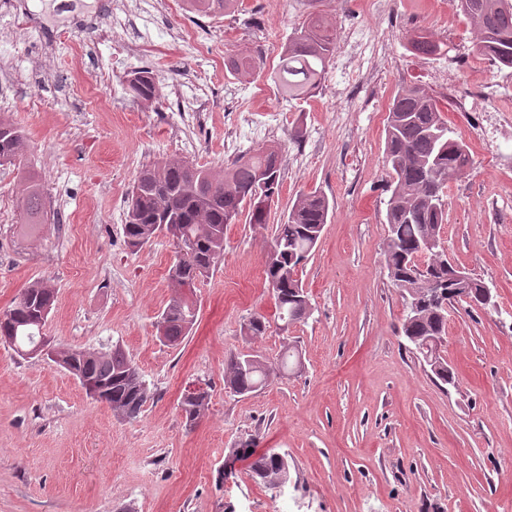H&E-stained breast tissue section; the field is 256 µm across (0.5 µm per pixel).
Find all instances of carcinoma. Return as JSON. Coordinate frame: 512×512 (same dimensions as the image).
Segmentation results:
<instances>
[{"label": "carcinoma", "mask_w": 512, "mask_h": 512, "mask_svg": "<svg viewBox=\"0 0 512 512\" xmlns=\"http://www.w3.org/2000/svg\"><path fill=\"white\" fill-rule=\"evenodd\" d=\"M183 4L190 12L214 17L241 6L240 0H183ZM457 7L475 30L473 51L500 68H512V0H457ZM336 48V31L322 17L302 25L282 46L271 75L277 90L291 99L311 93L321 83ZM411 49L419 56L441 51L440 44L426 36L412 39ZM228 65L230 73L242 77L259 67L255 58L242 54L232 57ZM129 87L145 101L157 95L154 78L146 71L134 74ZM26 149L24 134L0 119V164L24 170ZM276 161V150L263 149L220 172L183 159L158 161L139 172L128 197L124 224L128 244L142 247L165 232L176 247L185 250L180 263L169 270L175 293L157 324L164 329L161 341L178 345L192 329L197 304L182 289L195 287L224 254V226L236 223L245 210L249 223H267L269 205L280 186ZM385 163L391 191L386 211V267L405 300L401 333L418 352L426 339L446 335L444 305L448 304V288L454 284L453 268L447 258L433 252L428 254L425 275L413 277L407 264L424 240L443 224L444 210L434 209L430 201L436 195L443 196L448 183L462 175L472 159L468 146L452 137L439 101L424 88L408 85L389 106ZM23 179L25 223L34 227L44 221L45 204L35 177L25 173ZM330 208L322 193L303 194L273 235L265 275L278 317L286 323L308 317L304 310L310 307V299L299 269L315 249ZM53 302L54 289L44 281L23 289L0 319V341L37 350L47 320L44 311L51 309ZM293 352L295 349L286 347L278 366L289 367ZM58 356L62 367L100 391L101 401L116 415L134 418L147 402L145 381L120 346L92 352L62 349ZM254 359L256 356L249 354L230 356L224 363V388L245 395L265 385L278 366L264 365L260 360L254 364ZM432 372L442 383L455 385L456 373L442 355H437ZM209 401L206 389L195 397L182 398L180 406L188 426L201 418ZM256 447L252 438L233 450L224 461V476L233 474L236 462L247 460L253 476L271 490L279 488L275 479L288 467V460L272 449L258 454Z\"/></svg>", "instance_id": "1"}]
</instances>
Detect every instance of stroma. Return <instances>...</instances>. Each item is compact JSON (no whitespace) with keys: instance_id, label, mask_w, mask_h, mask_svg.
Here are the masks:
<instances>
[{"instance_id":"stroma-1","label":"stroma","mask_w":512,"mask_h":512,"mask_svg":"<svg viewBox=\"0 0 512 512\" xmlns=\"http://www.w3.org/2000/svg\"><path fill=\"white\" fill-rule=\"evenodd\" d=\"M127 2L130 21L113 26L112 42L135 54L113 58L107 84L75 52L97 50L96 29L71 18L109 15L113 0H72L59 13L28 0L31 30L14 51V81L0 86V114L28 138L47 220L41 235L21 236L24 184L0 166L10 216L0 222V311L49 282L44 336L58 348L120 345L149 399L137 418L114 415L53 358L0 343V512H512V69L472 54L473 28L454 0H243L218 19L184 12L181 0ZM318 14L336 28V55L312 96L285 97L271 79L281 47ZM414 34L442 51L413 54ZM49 42L52 68L31 83L33 52ZM234 53L259 57L260 71L230 74ZM141 68L155 77L150 102L127 87ZM410 83L439 99L470 148L471 167L444 193L441 242L495 296L491 308L448 309L452 389L408 348L385 263L388 108ZM263 147L279 150L281 169L267 223L228 225L222 258L196 284L192 330L164 344L157 322L174 292L176 246L166 234L126 242L139 171L169 157L219 171ZM313 191L332 210L299 272L311 313L283 332L265 256L277 224ZM254 315L268 320L264 335H245ZM287 344L300 371L226 392L227 357L273 362ZM196 383L210 402L190 427L179 404ZM251 438L286 454L284 493L243 461L225 476V458Z\"/></svg>"}]
</instances>
